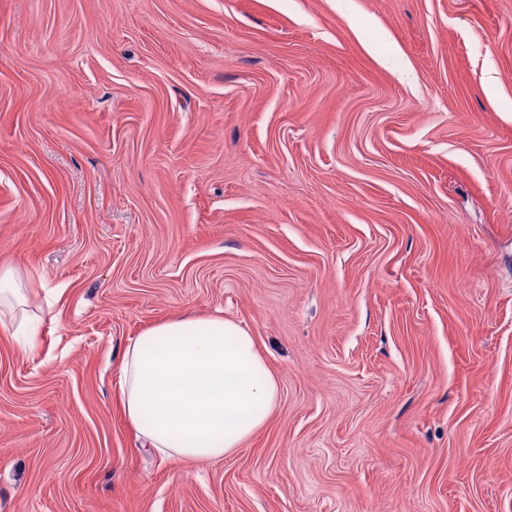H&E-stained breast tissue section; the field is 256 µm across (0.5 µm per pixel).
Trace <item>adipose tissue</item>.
I'll use <instances>...</instances> for the list:
<instances>
[{"instance_id": "adipose-tissue-1", "label": "adipose tissue", "mask_w": 512, "mask_h": 512, "mask_svg": "<svg viewBox=\"0 0 512 512\" xmlns=\"http://www.w3.org/2000/svg\"><path fill=\"white\" fill-rule=\"evenodd\" d=\"M23 277L0 268V329L35 338ZM123 407L146 447L165 459L218 460L261 430L278 406L280 382L239 323L185 315L126 344L119 363Z\"/></svg>"}]
</instances>
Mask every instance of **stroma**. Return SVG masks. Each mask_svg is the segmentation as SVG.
Returning a JSON list of instances; mask_svg holds the SVG:
<instances>
[{
	"label": "stroma",
	"instance_id": "1",
	"mask_svg": "<svg viewBox=\"0 0 512 512\" xmlns=\"http://www.w3.org/2000/svg\"><path fill=\"white\" fill-rule=\"evenodd\" d=\"M0 512H512V0H0ZM223 312L280 380L163 460L123 346ZM22 274L14 268H0V329L12 336H28L31 341L38 335L40 316L30 312L23 293ZM4 315L6 318H4Z\"/></svg>",
	"mask_w": 512,
	"mask_h": 512
}]
</instances>
